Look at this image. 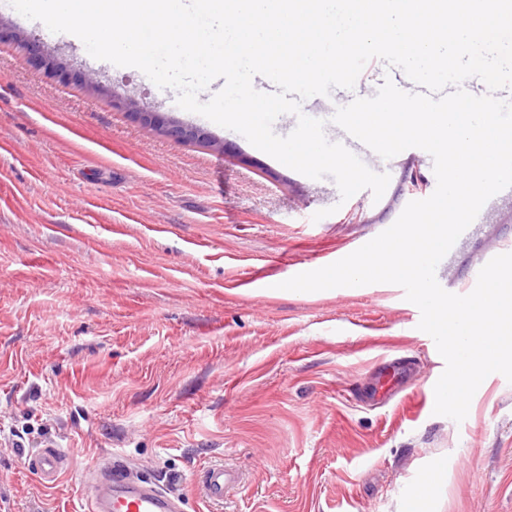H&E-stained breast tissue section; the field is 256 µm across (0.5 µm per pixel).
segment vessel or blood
Returning <instances> with one entry per match:
<instances>
[{
	"mask_svg": "<svg viewBox=\"0 0 512 512\" xmlns=\"http://www.w3.org/2000/svg\"><path fill=\"white\" fill-rule=\"evenodd\" d=\"M65 454L57 448H47L31 462L34 474L44 483L52 484L62 471ZM234 471L216 464L204 474L198 485L202 497L211 501L224 498L225 490L238 485ZM87 512H180L179 501L162 488L130 481L117 466L101 467L88 480Z\"/></svg>",
	"mask_w": 512,
	"mask_h": 512,
	"instance_id": "b4317fda",
	"label": "vessel or blood"
}]
</instances>
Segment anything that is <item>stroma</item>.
Returning <instances> with one entry per match:
<instances>
[{
	"instance_id": "obj_1",
	"label": "stroma",
	"mask_w": 512,
	"mask_h": 512,
	"mask_svg": "<svg viewBox=\"0 0 512 512\" xmlns=\"http://www.w3.org/2000/svg\"><path fill=\"white\" fill-rule=\"evenodd\" d=\"M0 19L75 73L46 76L0 43V512H86L87 475L115 459L182 512H406L440 462L422 512H512L511 382L488 375L462 422L434 414L426 392L445 362L402 287H279L389 228L434 192L433 170L409 149L376 156L382 198L342 199L332 177L290 169L9 0ZM85 75L222 149L161 135ZM404 76L375 61L302 113L336 141L337 108L387 77L408 90ZM503 253L512 204L474 225L436 279L460 291ZM395 362L413 366L408 384L372 404L365 390ZM51 446L66 466L46 485L27 461ZM214 463L241 477L220 503L196 491Z\"/></svg>"
}]
</instances>
